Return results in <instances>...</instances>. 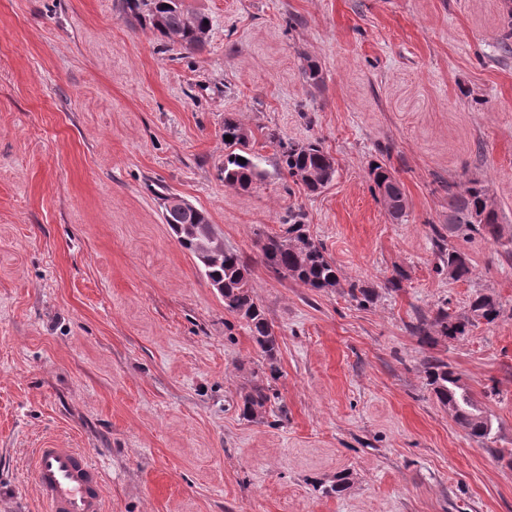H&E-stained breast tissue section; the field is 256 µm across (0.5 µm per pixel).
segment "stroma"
Listing matches in <instances>:
<instances>
[{"mask_svg": "<svg viewBox=\"0 0 512 512\" xmlns=\"http://www.w3.org/2000/svg\"><path fill=\"white\" fill-rule=\"evenodd\" d=\"M185 3L210 19L199 52L121 0H0V512H41V446L89 455L106 512H512V0ZM230 112L263 174L246 191L224 184ZM315 140L336 173L312 194L279 144ZM471 179L502 238L450 237L472 266L456 280L432 228L444 184ZM164 193L250 262L281 368L263 418L239 410L261 350L164 224ZM299 211L338 287L267 268L262 243ZM479 293L495 323L413 334ZM433 357L491 418L485 444L427 386ZM340 472L348 489L322 493ZM377 163V166H374ZM369 177L386 201L388 212L394 220L405 214V200L398 180L393 176L387 165L372 161L369 165Z\"/></svg>", "mask_w": 512, "mask_h": 512, "instance_id": "35a3bbf8", "label": "stroma"}]
</instances>
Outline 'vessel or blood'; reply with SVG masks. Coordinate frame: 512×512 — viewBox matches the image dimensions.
<instances>
[{"label":"vessel or blood","mask_w":512,"mask_h":512,"mask_svg":"<svg viewBox=\"0 0 512 512\" xmlns=\"http://www.w3.org/2000/svg\"><path fill=\"white\" fill-rule=\"evenodd\" d=\"M32 472L46 512H104L101 471L79 449H35Z\"/></svg>","instance_id":"1"}]
</instances>
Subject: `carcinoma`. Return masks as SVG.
I'll return each mask as SVG.
<instances>
[{"label": "carcinoma", "instance_id": "carcinoma-1", "mask_svg": "<svg viewBox=\"0 0 512 512\" xmlns=\"http://www.w3.org/2000/svg\"><path fill=\"white\" fill-rule=\"evenodd\" d=\"M122 5L125 14L149 26L160 36L178 37L185 49L199 50L203 47L199 33L205 27L204 20L208 19L205 14L175 0H122ZM224 135L232 136V140L224 142V184L247 190L261 177L254 156L248 152V133L235 116L228 114L224 116ZM239 157L244 158L245 163L237 161ZM283 157L288 174L299 178L312 193L323 188V184L309 181V175L318 173L328 182L333 179L335 168L332 157L318 142L290 145L283 152ZM368 174L386 201L390 216L395 220L402 218L405 214L404 196L398 180L387 165L371 164ZM454 188L453 184L447 186L448 224L433 227V232L442 265L448 267L451 278L460 280L471 273V268L464 254L445 247L447 236L476 234L498 242L502 234L497 214L488 207L485 188L479 181H470V186L462 194L454 192ZM163 215L180 246L196 260L207 280L224 283L220 293L224 299V310L246 321L250 335L263 353V368L254 373L253 384L242 395L240 407L244 419L252 421L261 418L266 413L268 403L277 398L271 381L280 373L279 345L272 325L252 294L249 263L241 253L229 248L215 263L202 260L207 252L208 234L212 228L204 211L194 208L187 213H172L166 210ZM261 250L267 267L279 278L289 277L318 291L340 285L336 265L326 257L324 248L305 234L301 213L291 215L285 235L267 238ZM500 315L501 307L492 296L478 295L463 316L439 310L433 327L438 335L455 340L465 336L470 327L480 322L491 324ZM425 374L427 385L431 386L437 401L451 412L473 442L482 445L491 439L492 422L482 415L470 389L447 362L429 359Z\"/></svg>", "mask_w": 512, "mask_h": 512}]
</instances>
